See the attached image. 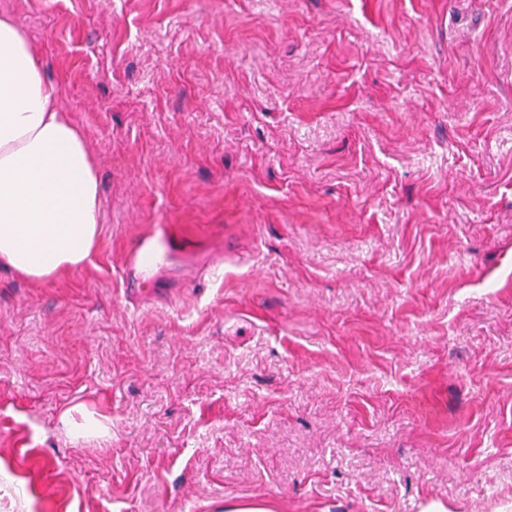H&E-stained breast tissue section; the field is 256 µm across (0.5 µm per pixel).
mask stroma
Instances as JSON below:
<instances>
[{
	"mask_svg": "<svg viewBox=\"0 0 512 512\" xmlns=\"http://www.w3.org/2000/svg\"><path fill=\"white\" fill-rule=\"evenodd\" d=\"M1 14L102 224L77 270L0 268V512H512V0ZM154 224L224 266L138 307Z\"/></svg>",
	"mask_w": 512,
	"mask_h": 512,
	"instance_id": "35a3bbf8",
	"label": "stroma"
}]
</instances>
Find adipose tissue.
Returning <instances> with one entry per match:
<instances>
[{"instance_id":"1","label":"adipose tissue","mask_w":512,"mask_h":512,"mask_svg":"<svg viewBox=\"0 0 512 512\" xmlns=\"http://www.w3.org/2000/svg\"><path fill=\"white\" fill-rule=\"evenodd\" d=\"M99 233L98 162L60 111L39 50L0 15V267L53 279L81 267Z\"/></svg>"}]
</instances>
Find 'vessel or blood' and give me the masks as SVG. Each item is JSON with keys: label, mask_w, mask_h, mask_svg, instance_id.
I'll use <instances>...</instances> for the list:
<instances>
[{"label": "vessel or blood", "mask_w": 512, "mask_h": 512, "mask_svg": "<svg viewBox=\"0 0 512 512\" xmlns=\"http://www.w3.org/2000/svg\"><path fill=\"white\" fill-rule=\"evenodd\" d=\"M178 227L160 224L146 234L136 236L127 246L121 261L123 282L127 292L138 304H149L160 299L167 283L161 276L177 240ZM186 264L194 278L201 279L224 261L223 246L210 252L188 251Z\"/></svg>", "instance_id": "obj_1"}]
</instances>
